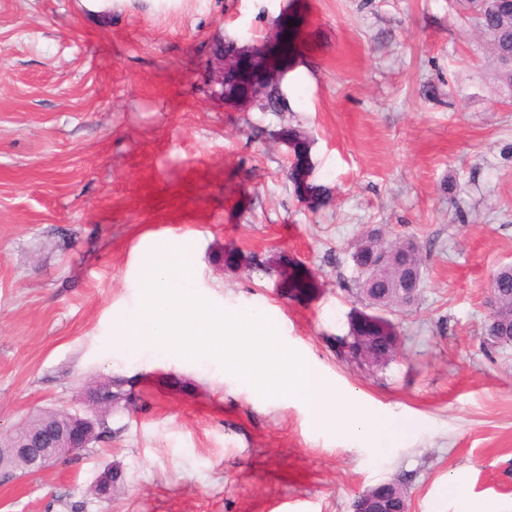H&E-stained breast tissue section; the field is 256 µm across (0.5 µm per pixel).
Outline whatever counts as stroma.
<instances>
[{
    "mask_svg": "<svg viewBox=\"0 0 512 512\" xmlns=\"http://www.w3.org/2000/svg\"><path fill=\"white\" fill-rule=\"evenodd\" d=\"M285 17L287 109L225 105L210 47L262 49ZM495 74L459 0H0V435L81 409L95 375L132 393L112 441L0 476V512H353L392 481L409 512H455L452 478L477 510L512 512V350L483 333L512 264V90ZM372 228L425 263L374 371L341 342ZM185 237L202 295L265 308L337 390L417 430L379 458L221 366L101 361L147 254ZM300 275L308 293L283 287ZM107 467L108 504L90 492ZM511 269L512 270V264L510 265H506V266H503L501 269H499L493 276V281H494V286L493 287H490L491 289H489V292H488V297H487V304H488V308L490 310V317L489 318H492V322H491V327H499L500 323H502V320L499 319L496 315H494V313H496L497 311V295H496V292H497V283L500 282V275H501V272L506 270V269ZM498 299H499V302L501 304V306H504V307H508L510 306L511 307V311H512V279H510V281L506 282V283H499L498 285Z\"/></svg>",
    "mask_w": 512,
    "mask_h": 512,
    "instance_id": "35a3bbf8",
    "label": "stroma"
}]
</instances>
